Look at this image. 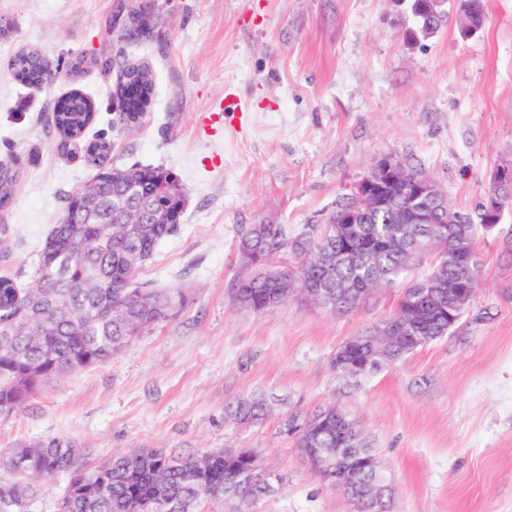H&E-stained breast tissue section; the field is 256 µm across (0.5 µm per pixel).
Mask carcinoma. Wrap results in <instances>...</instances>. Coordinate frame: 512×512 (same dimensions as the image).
I'll use <instances>...</instances> for the list:
<instances>
[{
  "mask_svg": "<svg viewBox=\"0 0 512 512\" xmlns=\"http://www.w3.org/2000/svg\"><path fill=\"white\" fill-rule=\"evenodd\" d=\"M465 24L483 21L486 0H460ZM411 39L429 38L450 19V9L427 19L413 15ZM37 49L18 52L12 76L28 85H40L49 76ZM118 89L127 97L126 124L144 114L153 93L148 68L124 74ZM94 103L75 91L70 103L55 113L51 126L61 142L77 140L95 118ZM112 143L100 139L86 149L87 163L98 168L99 181L107 179ZM383 200L370 202L366 221L350 224L342 234L336 223L346 209L360 204L357 190L336 203L326 223L288 237L280 224H244L239 230L241 272L228 294L239 308L266 312L291 289L310 281L334 293L335 306L344 314L365 298L350 290L356 283L368 289L390 285L406 276L408 259L416 252L437 257L442 294L423 280L412 302H398L393 320L416 324L413 335L401 344L384 347L374 330L361 335L353 349V363L364 373L378 371L384 359L397 360L448 335L453 324L439 310L455 291L460 271L455 252L475 248L473 220L448 206L435 212L433 224H398L394 210L405 205L402 188L387 184ZM143 236L126 233L123 224H71L67 219L53 228L39 255L36 275L23 287L13 277L0 276V418L27 407L56 380L78 370L103 364L129 343L174 316L184 305L177 288H148L139 282L143 267L164 239L178 235L180 224H145ZM284 253L294 262L280 268L273 261ZM264 400L252 396L237 402L234 416L243 422L264 416ZM307 434L290 424L285 432L306 448H349L354 459L371 454L367 444L354 438L348 418L320 422L312 415ZM245 464L212 450L183 455L165 448H132L94 462L86 449L71 439L52 437L20 441L0 452V512H29L38 482L68 476L56 512H224L230 505L240 512L244 502L257 505L273 489L239 479Z\"/></svg>",
  "mask_w": 512,
  "mask_h": 512,
  "instance_id": "cac0c4a2",
  "label": "carcinoma"
}]
</instances>
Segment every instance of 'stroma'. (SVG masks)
I'll use <instances>...</instances> for the list:
<instances>
[{
  "label": "stroma",
  "instance_id": "1",
  "mask_svg": "<svg viewBox=\"0 0 512 512\" xmlns=\"http://www.w3.org/2000/svg\"><path fill=\"white\" fill-rule=\"evenodd\" d=\"M150 18L132 38L133 15ZM389 0H0V275L27 284L68 195L97 173L61 149L48 121L72 91L112 142L111 166L172 171L183 229L140 278L180 288L185 306L104 364L54 383L0 421V450L66 437L92 460L130 448L200 454L249 449L282 478L256 512H354L304 461L285 420L345 413L372 448L391 512H512V214L478 230V286L447 336L351 378L336 349L392 315L402 283L334 315L293 299L267 313L233 306L244 224L294 236L324 223L382 157L423 170L476 216L497 168L512 164V0L487 21L406 42ZM39 48L57 71L41 88L9 61ZM145 63L154 92L138 125L114 101L119 71ZM264 395L265 418L228 408Z\"/></svg>",
  "mask_w": 512,
  "mask_h": 512
}]
</instances>
